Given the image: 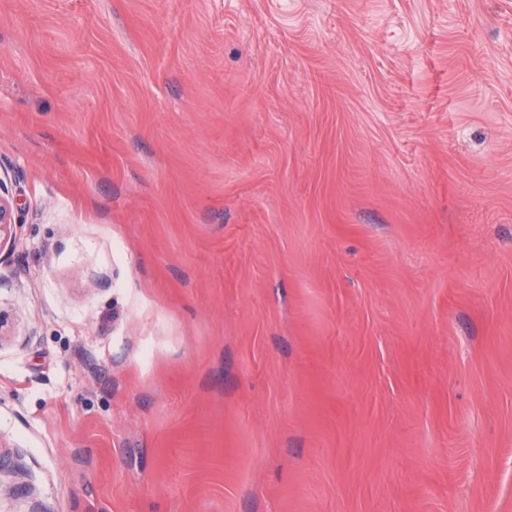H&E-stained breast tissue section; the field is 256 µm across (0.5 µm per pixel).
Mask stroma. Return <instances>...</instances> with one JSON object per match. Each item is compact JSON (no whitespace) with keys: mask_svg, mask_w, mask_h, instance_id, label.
<instances>
[{"mask_svg":"<svg viewBox=\"0 0 512 512\" xmlns=\"http://www.w3.org/2000/svg\"><path fill=\"white\" fill-rule=\"evenodd\" d=\"M0 512H512V0H0Z\"/></svg>","mask_w":512,"mask_h":512,"instance_id":"35a3bbf8","label":"stroma"}]
</instances>
